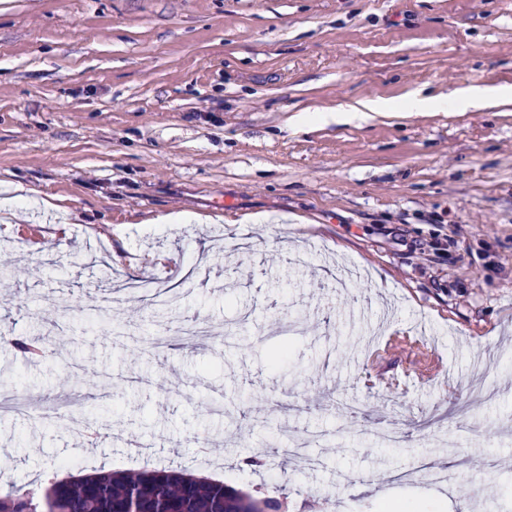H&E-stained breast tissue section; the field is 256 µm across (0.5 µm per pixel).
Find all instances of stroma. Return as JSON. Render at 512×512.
I'll use <instances>...</instances> for the list:
<instances>
[{
    "label": "stroma",
    "instance_id": "35a3bbf8",
    "mask_svg": "<svg viewBox=\"0 0 512 512\" xmlns=\"http://www.w3.org/2000/svg\"><path fill=\"white\" fill-rule=\"evenodd\" d=\"M464 84L512 85V0H0V333L50 350L0 349V489L150 463L288 512L512 503V103L306 120ZM184 210L213 221H152Z\"/></svg>",
    "mask_w": 512,
    "mask_h": 512
}]
</instances>
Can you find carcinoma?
Returning a JSON list of instances; mask_svg holds the SVG:
<instances>
[{"label": "carcinoma", "instance_id": "obj_1", "mask_svg": "<svg viewBox=\"0 0 512 512\" xmlns=\"http://www.w3.org/2000/svg\"><path fill=\"white\" fill-rule=\"evenodd\" d=\"M286 502L172 468L52 474L0 494V512H284Z\"/></svg>", "mask_w": 512, "mask_h": 512}]
</instances>
